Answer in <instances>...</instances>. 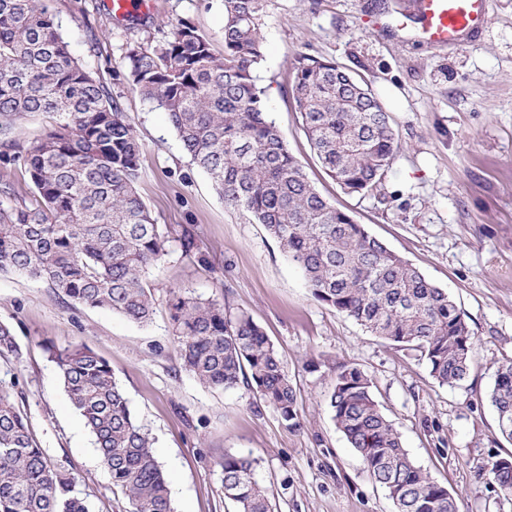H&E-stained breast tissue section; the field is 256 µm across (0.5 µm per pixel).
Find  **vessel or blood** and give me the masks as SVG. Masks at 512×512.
Segmentation results:
<instances>
[{
    "label": "vessel or blood",
    "mask_w": 512,
    "mask_h": 512,
    "mask_svg": "<svg viewBox=\"0 0 512 512\" xmlns=\"http://www.w3.org/2000/svg\"><path fill=\"white\" fill-rule=\"evenodd\" d=\"M487 0H420L423 41L454 46L465 37L477 34L485 19ZM112 18L127 20L149 14L151 0H106Z\"/></svg>",
    "instance_id": "vessel-or-blood-1"
}]
</instances>
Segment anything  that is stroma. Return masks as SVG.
Segmentation results:
<instances>
[{
  "label": "stroma",
  "instance_id": "obj_1",
  "mask_svg": "<svg viewBox=\"0 0 512 512\" xmlns=\"http://www.w3.org/2000/svg\"><path fill=\"white\" fill-rule=\"evenodd\" d=\"M73 55L117 98L144 144L138 191L161 228L192 229L207 265L176 238L148 277L154 314L139 323L90 309L42 280L0 273V321L20 361L0 359L33 438L75 478L90 512H126L92 438L70 403L48 345H86L104 357L154 439L174 512H236L224 496L225 456L253 459L274 512H394L329 411L339 366L362 370L411 458L446 486L458 512H512V495L484 476L512 455L489 400L512 359V0H489L475 40L438 48L418 37V0H268L264 58L256 70L265 107L318 191L389 249L448 291L472 335L469 375L439 385L414 352L373 336L318 302L262 225L227 208L183 150L166 112L127 79L129 43L167 39L184 18L223 48L218 0H153L145 19L113 23L105 0H40ZM358 72L391 115L402 144L380 194L346 193L323 171L291 93L298 56ZM0 206L32 201L24 169L3 157ZM229 303L259 324L283 359L300 424L247 387L208 388L183 370L168 304L173 295Z\"/></svg>",
  "mask_w": 512,
  "mask_h": 512
}]
</instances>
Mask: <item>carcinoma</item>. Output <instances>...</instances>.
<instances>
[{"mask_svg":"<svg viewBox=\"0 0 512 512\" xmlns=\"http://www.w3.org/2000/svg\"><path fill=\"white\" fill-rule=\"evenodd\" d=\"M220 2L223 52L180 19L167 40L128 45L129 82L167 113L183 149L224 204L263 225L296 263L316 300L418 352L440 385L460 383L473 347L463 313L447 292L318 192L269 118L256 76L267 0ZM292 94L326 174L349 194L378 190L402 145L372 90L346 66L301 55ZM28 114L52 116L55 125L30 147L3 142L13 151L9 159L22 162L36 199L31 206L0 207V272L44 280L88 308L150 320L145 277L166 255V236L137 192L144 151L137 130L106 84L72 55L46 7L38 0H0V137ZM170 232L185 256L207 263L193 233ZM169 309L187 373L209 388L244 385L297 425L288 365L252 318L182 295ZM49 353L112 484L125 491L129 512H173L150 434L109 363L86 345ZM0 356H20L4 322ZM490 401L501 434L512 439V360L498 367ZM329 410L396 512H457L448 488L409 456L362 370L341 368ZM222 473L224 497L238 512H271L251 459L227 455ZM488 474L512 494V467L503 459L494 460ZM73 483L70 472L50 465L26 414L1 385L0 512H89Z\"/></svg>","mask_w":512,"mask_h":512,"instance_id":"1","label":"carcinoma"}]
</instances>
